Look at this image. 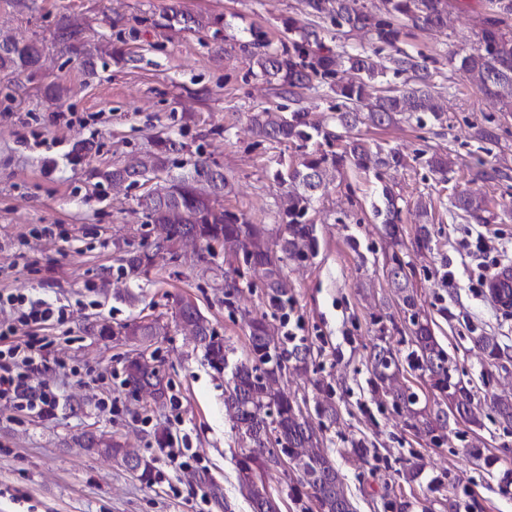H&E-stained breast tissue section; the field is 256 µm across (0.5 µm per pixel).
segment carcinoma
Segmentation results:
<instances>
[{
  "label": "carcinoma",
  "instance_id": "obj_1",
  "mask_svg": "<svg viewBox=\"0 0 512 512\" xmlns=\"http://www.w3.org/2000/svg\"><path fill=\"white\" fill-rule=\"evenodd\" d=\"M308 14L314 18H331L336 26L349 30L371 28L374 39L396 49L390 58L396 74L406 76L413 83L408 89L376 88L383 77L372 56L362 50L355 53H333L324 47L317 27H304L293 33L289 43L273 48L263 36H254L251 52L254 63L267 82L279 94L291 101L297 100L300 91L334 78L339 69L351 74L346 81L331 86L342 110L336 112V123L345 132L359 124L383 127L398 120L416 119L423 123V114L430 113L436 121L441 115L431 103L434 88L433 73L426 59L397 48L404 35L403 22L415 27L443 30L448 25V0H382L379 15L372 14L362 0H306ZM170 19L191 22L200 27H214L223 22L220 17L206 20L187 17L176 6L170 7ZM502 21L491 20L481 30L482 49L466 53L459 59V69L474 77L485 95L506 101L512 106V35L502 31ZM41 50L34 43H23L10 37L0 38V69L32 70L39 64ZM252 121L258 136L275 142L307 141L312 138L313 127L306 121L302 110L295 109L291 116L264 109L253 115ZM177 151L172 139L159 138L154 149L143 154L134 165L116 168L107 174L114 182L136 183L148 173L158 175L169 169L170 155ZM402 157L393 148L371 147L364 140L350 137L342 151L332 155L306 153L297 167L287 174L291 183L286 206L281 212L284 234L280 254L264 246L268 229L264 224H252L245 217L230 212L218 199L224 196L227 179L224 173L208 161L199 160L192 174L167 179V185L151 193L141 206L149 224L162 226L165 235L143 246L127 257L120 258L123 275L138 279L148 273L155 258L165 253L170 259L179 258V249L187 235L196 233L210 242L224 239V252L242 257L245 266L258 273L262 279L265 296L270 308L284 311L291 303L292 288L284 274L285 260H305L317 247L314 226L304 217L318 196L326 172L339 170L347 165L359 169L371 166L389 167L401 164ZM427 166L434 173L446 178L448 154L434 151L426 158ZM384 207L376 209L383 217L387 237L396 242L398 227L395 198L383 189ZM455 207L479 223L490 221V210L484 200L465 194L456 198ZM405 262L398 255L391 257L387 276L391 285L407 307H413L409 293ZM243 288L238 270L224 271V302L232 304ZM175 322L195 336L205 351L209 366L216 372L228 371L224 381V408L232 412V429L240 445L248 453L238 463V484L241 494L249 501L251 512H273L272 492L265 474L280 466L279 453L288 455L291 463L312 490L318 512H355L348 497L344 478L336 462L324 450L322 429L316 427L304 414L297 399L288 396L281 387L290 372L307 368L311 347L304 339L278 338L263 319H254L248 336L250 358L231 363V349L224 339L217 336L208 321L190 299L179 302ZM413 330L407 340L408 365L433 381L443 403L450 405L457 414L472 425H481V415L474 404L476 395L470 385L453 379L454 368L448 353L437 341L428 321L412 314ZM161 335L160 326L144 328L140 325L126 327L129 340L150 341ZM475 343L494 364L508 356L494 336H479ZM372 387L382 390L393 405H414L417 394L399 384L402 375L400 363L391 348L374 346L371 355ZM124 385L133 391L146 389L155 402L166 400L168 384L154 357L142 356L128 360L124 368ZM490 408L499 423L512 426V395L494 394ZM412 418L422 426L433 442L439 444L448 430V410L442 403L430 410L413 411ZM86 448L119 458L138 479L150 482L153 475L152 461L139 456L117 441L88 438Z\"/></svg>",
  "mask_w": 512,
  "mask_h": 512
}]
</instances>
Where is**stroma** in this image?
Masks as SVG:
<instances>
[{
	"label": "stroma",
	"instance_id": "1",
	"mask_svg": "<svg viewBox=\"0 0 512 512\" xmlns=\"http://www.w3.org/2000/svg\"><path fill=\"white\" fill-rule=\"evenodd\" d=\"M174 2L187 14L222 17L219 30L168 21ZM501 15L499 0H448L446 30L407 27L401 47L423 56L434 72L442 119L358 127V137L397 148L403 163L330 174L305 217L315 227L316 252L286 261L293 303L272 315L250 271L243 274L248 288L225 304L224 255H206L201 244L183 245L175 261L158 255L139 280L120 276L119 257L160 233L138 204L155 183H114L103 174L133 163L155 136L176 139L184 148L171 157L172 175L191 172L201 159L218 167L230 183L225 209L268 225L267 244L279 250L286 190L279 176L305 153L339 151L331 136L337 101L323 82L296 104L328 137H257L253 112L296 105L261 76L247 45L257 31L280 45L289 26L313 22L335 52L372 48L371 33L314 21L304 0H0V35L42 50L36 70L0 69V292L47 290L68 307L67 320L45 331L55 367L44 381L62 396L55 418L0 405V512H224L228 504L251 512L239 491L244 450L224 408V377L175 323L184 298L196 303L236 361L249 355L252 317L268 314L277 336L305 338L314 359L307 372L289 375L288 393L321 425L356 512H386L385 502L395 498L412 502L411 512H449L452 498L458 512H512V484L501 481L512 471V427L487 408L482 426L450 423L445 443L435 444L412 428L407 408L373 392L369 364L380 342L398 356L408 352L411 313L386 273L396 255L409 261L414 311L428 320L457 377L483 400L512 393V359L492 366L474 343L494 336L512 348V313L469 287L481 260L463 243L477 223L455 206L463 192L484 198L494 214L489 233L512 247V112L456 68L459 52L479 49L484 18ZM56 112L73 113L81 126L56 125ZM486 127L495 128L497 141L478 138ZM435 150L450 159L444 183L424 163ZM47 156L57 160L50 171ZM483 162L503 178H479ZM386 189L400 209L395 246L375 214ZM46 225L54 237L41 236ZM446 267L460 272L458 286L443 287ZM152 320L167 327L148 348L169 384L161 405L122 384L125 360L140 350L122 330ZM328 401L335 415H319ZM89 433L152 459L153 481L81 448L80 437ZM356 440L374 455L357 457ZM473 447L493 465L473 459ZM174 448L188 449L186 466L172 459ZM413 457L423 471L409 483L403 466ZM267 482L281 495L282 512H316L295 470L272 473Z\"/></svg>",
	"mask_w": 512,
	"mask_h": 512
}]
</instances>
